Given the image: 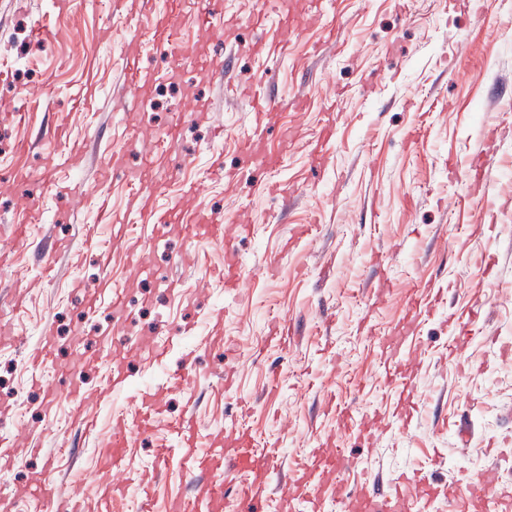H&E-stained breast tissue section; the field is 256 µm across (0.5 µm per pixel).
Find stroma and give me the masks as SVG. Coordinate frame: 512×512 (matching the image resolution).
Returning <instances> with one entry per match:
<instances>
[{
	"mask_svg": "<svg viewBox=\"0 0 512 512\" xmlns=\"http://www.w3.org/2000/svg\"><path fill=\"white\" fill-rule=\"evenodd\" d=\"M54 2L0 0V64L8 69L0 82V229L24 220L32 226L26 242L0 241L12 258L0 271V322L13 330L0 345V434L54 454L62 494L80 493L86 512H165L177 493L187 512H203L167 433L190 408L201 447L243 427L258 450L273 452L274 487L296 477L311 448L337 444L354 463L326 479L323 512H341L336 491L364 474L392 478L418 469L449 482L495 459L503 481L512 483V362L502 355L512 346V0H486L484 22L474 0H325L316 13L307 0H287L306 20L286 36L287 56L268 63L249 51L256 36L251 0H230L234 23L221 34L199 23L198 0H182L177 37L200 64L151 79L144 107L129 122L159 132L187 102H201V112L180 128L182 167L160 198L180 196L200 181L201 204L231 223L251 225V234L236 241L248 278L236 295L225 294L211 274L224 263L223 244L185 233L155 245L130 230L127 244L101 268L86 251L82 225L68 218L72 201L44 192L38 173L69 148L46 136L51 110L69 108L91 52L100 61L99 100L78 113L72 130L73 139L87 140V153L57 176L84 187L85 213L102 193L122 212L130 188L97 185L96 169L137 162L111 138L125 95L122 19L107 0H69L64 12ZM39 22L55 27L53 42L32 38ZM224 40L237 50L227 87L204 65ZM260 82L275 100L305 101L303 110L276 115L294 147L269 174L241 171L238 151L249 121L240 93ZM329 112L341 119L318 170L307 144ZM422 121L431 137L413 142L409 133ZM219 126L224 168L238 174L230 187L209 171L207 148ZM25 138L38 147L21 155L16 144ZM479 153L488 154L490 166L475 184L466 170ZM17 168L30 174L41 214L15 210ZM268 179L287 185V196L259 193ZM140 252L159 277L139 272L131 256ZM106 276L123 294L125 324L106 312L84 314L71 300L75 286L93 290ZM168 277L174 287L165 285ZM431 283L445 301L420 319L400 351L417 361L414 395L403 407L408 427L354 445L338 428L339 412L360 419L395 397L404 378L386 377L387 343L408 301H428ZM452 319L473 320V335L449 339ZM46 322L60 350L36 373L28 356ZM113 326L120 336H155L166 344L162 360L129 364L130 394L150 392L159 420L155 434L132 438L131 465L149 489L145 497L135 487L122 498L108 494L112 474L99 461L117 425L112 404H94L97 432H76L69 422L75 401L51 382L74 372L93 400L110 362L78 360L73 348ZM189 355L196 365L187 385L169 387L167 377ZM227 371L235 378L229 388L222 379ZM460 418L471 427L466 447L453 432ZM159 442L169 456L158 471ZM41 471L39 458L0 455V497L18 510L27 505L31 479Z\"/></svg>",
	"mask_w": 512,
	"mask_h": 512,
	"instance_id": "1",
	"label": "stroma"
}]
</instances>
